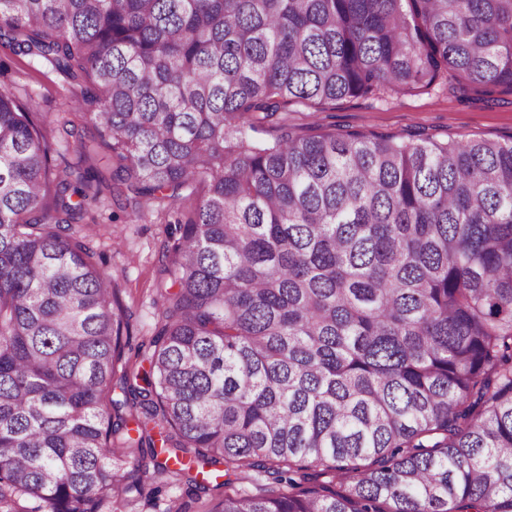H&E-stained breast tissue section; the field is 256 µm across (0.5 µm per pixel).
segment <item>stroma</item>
Wrapping results in <instances>:
<instances>
[{"label": "stroma", "mask_w": 512, "mask_h": 512, "mask_svg": "<svg viewBox=\"0 0 512 512\" xmlns=\"http://www.w3.org/2000/svg\"><path fill=\"white\" fill-rule=\"evenodd\" d=\"M1 87L20 103L36 101L35 119L47 130L58 169L92 167L111 177L110 151L94 137L82 117L69 111L70 99L81 91L76 81L48 64L30 65L25 57L0 45ZM285 126L302 134L352 130L395 138L419 133L438 141L466 135L502 142L512 138V90L502 87L484 98L470 89L441 84L416 95L343 98L317 112L292 106L263 120L259 136L273 141ZM80 139L87 142L89 152L78 153L75 144ZM191 204V199L182 196L165 200L162 210L137 212L118 205L106 189L90 209L98 228L92 246L121 290L128 322L127 354H134L139 344L151 338L165 308L166 225ZM141 481L145 494L128 492L110 504V512H167L170 505L192 500L185 485L172 478L149 472ZM155 486L161 487L162 493L154 501L147 491Z\"/></svg>", "instance_id": "1"}]
</instances>
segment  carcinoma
Instances as JSON below:
<instances>
[{
    "instance_id": "obj_1",
    "label": "carcinoma",
    "mask_w": 512,
    "mask_h": 512,
    "mask_svg": "<svg viewBox=\"0 0 512 512\" xmlns=\"http://www.w3.org/2000/svg\"><path fill=\"white\" fill-rule=\"evenodd\" d=\"M0 43L84 83L135 208L204 189L132 360L102 178L0 91V504L102 512L153 470L224 490L202 512H512V139L255 136L512 89V0H0Z\"/></svg>"
}]
</instances>
